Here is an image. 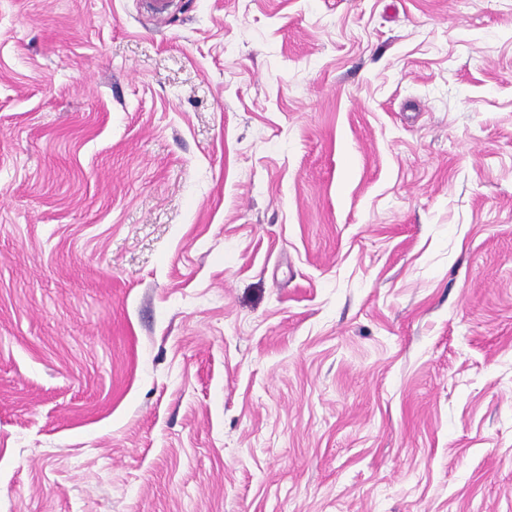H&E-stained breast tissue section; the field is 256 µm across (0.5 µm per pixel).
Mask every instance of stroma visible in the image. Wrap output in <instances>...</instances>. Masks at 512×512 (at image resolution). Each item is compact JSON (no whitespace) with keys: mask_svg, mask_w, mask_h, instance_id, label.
I'll list each match as a JSON object with an SVG mask.
<instances>
[{"mask_svg":"<svg viewBox=\"0 0 512 512\" xmlns=\"http://www.w3.org/2000/svg\"><path fill=\"white\" fill-rule=\"evenodd\" d=\"M0 512H512V0H0Z\"/></svg>","mask_w":512,"mask_h":512,"instance_id":"1","label":"stroma"}]
</instances>
